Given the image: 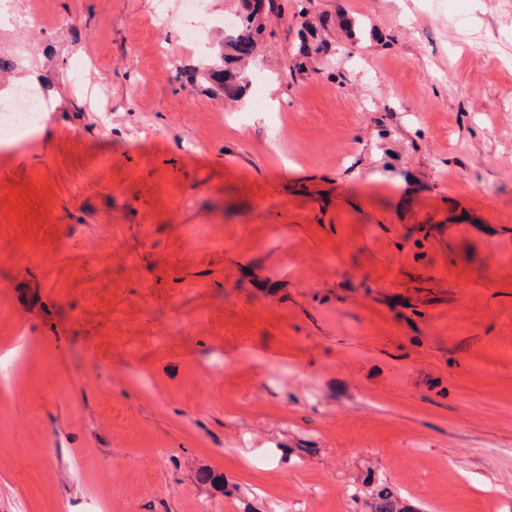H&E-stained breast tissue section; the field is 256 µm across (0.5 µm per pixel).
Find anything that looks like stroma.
I'll return each mask as SVG.
<instances>
[{"instance_id":"obj_1","label":"stroma","mask_w":512,"mask_h":512,"mask_svg":"<svg viewBox=\"0 0 512 512\" xmlns=\"http://www.w3.org/2000/svg\"><path fill=\"white\" fill-rule=\"evenodd\" d=\"M5 10L0 512H512V0ZM260 8L259 2L255 4L250 12L240 18L237 34L227 44V51L236 59H242L250 54V49L254 48V43L258 36L263 32V27L254 25L255 16ZM45 110L46 106L40 99L26 93L11 101L0 100V127L10 130L16 139L29 138Z\"/></svg>"}]
</instances>
